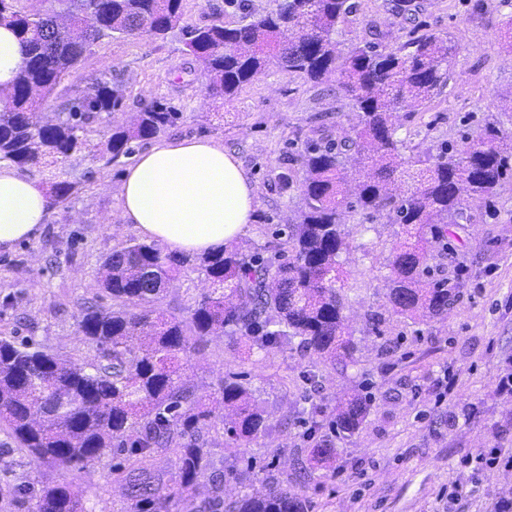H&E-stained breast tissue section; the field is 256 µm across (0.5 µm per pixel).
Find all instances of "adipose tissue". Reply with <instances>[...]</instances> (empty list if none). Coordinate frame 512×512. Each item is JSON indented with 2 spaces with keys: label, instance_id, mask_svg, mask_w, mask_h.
<instances>
[{
  "label": "adipose tissue",
  "instance_id": "1",
  "mask_svg": "<svg viewBox=\"0 0 512 512\" xmlns=\"http://www.w3.org/2000/svg\"><path fill=\"white\" fill-rule=\"evenodd\" d=\"M120 218L146 241L186 254L223 249L255 219L257 189L237 156L207 138L161 140L128 166ZM51 210L40 182L0 167V251L32 238Z\"/></svg>",
  "mask_w": 512,
  "mask_h": 512
}]
</instances>
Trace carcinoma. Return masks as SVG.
Wrapping results in <instances>:
<instances>
[{
    "instance_id": "1",
    "label": "carcinoma",
    "mask_w": 512,
    "mask_h": 512,
    "mask_svg": "<svg viewBox=\"0 0 512 512\" xmlns=\"http://www.w3.org/2000/svg\"><path fill=\"white\" fill-rule=\"evenodd\" d=\"M20 0H0V25L11 28L23 65L8 90L0 89V162L40 173L51 208L76 199L92 173L72 175L75 155L88 151L104 166L116 165L141 143L176 126L182 113L157 99H141L130 123L108 130L91 144L89 133L125 101L121 81L94 79L93 93L61 102L50 99L92 47L105 38L181 36L185 54L205 79L213 99L232 101L239 89L275 66L314 83L338 81L359 112L353 134L307 142L284 167L286 192L302 171L303 206L280 232L270 253L237 247L206 256L165 253L154 242L129 243L108 255L101 286L112 306L86 305L78 326L97 352L86 367L42 350L30 340L0 338V425L39 464L82 470L108 453L129 512H310L305 496L283 487L260 486L224 499V465L204 447L206 434L222 423L237 448L267 430L265 411L239 378H224L214 405L195 399L176 364L207 342L228 338L248 352L298 346L343 365L355 361L357 343L345 323L337 287L340 254L349 249L346 216L356 209L385 212L404 236L388 260L386 298L395 313L413 319L442 317L459 300L451 278L435 277L429 246L446 227L464 218L469 200L488 201L512 181V135L487 123L477 140L444 148L414 162L396 137L395 112L415 111L447 85L448 64L459 47L451 38L424 32L385 51L368 43L341 55L336 26L358 11L353 0H280L257 12L236 0L235 25L217 19L203 26L185 20L184 0H54L57 8L29 13ZM361 160L350 181V154ZM411 180L403 189L401 175ZM200 269L209 288L188 317L157 306L183 271ZM370 397L357 394L336 407L329 429L353 434ZM172 453L176 474L167 478L153 461ZM210 490L197 493L200 478ZM38 512H85L67 485L19 487Z\"/></svg>"
}]
</instances>
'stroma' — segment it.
Here are the masks:
<instances>
[{"label":"stroma","instance_id":"1","mask_svg":"<svg viewBox=\"0 0 512 512\" xmlns=\"http://www.w3.org/2000/svg\"><path fill=\"white\" fill-rule=\"evenodd\" d=\"M361 7L339 25L342 50L365 43L390 49L426 31L450 36L460 51L451 77L431 103L397 114L405 154L422 156L440 146L476 139L486 122L512 132V114L498 106L512 90V53L498 42L502 21L512 18V0H419L412 19L396 16L391 0H359ZM179 38L164 41L105 39L84 66L60 87L62 99L92 93L93 78L122 80L123 109L111 124L125 122L140 98H156L182 114L172 138L207 137L242 161L258 190L255 219L239 247L266 252L276 246L277 225L302 205L300 187L283 192L278 175L306 142L329 132L351 134L359 116L336 82L313 83L270 68L230 102L208 97L203 78L189 70ZM129 159L102 166L80 155L76 172L93 171L86 192L69 208H55L38 235L0 251V337L28 338L50 352L80 363L96 351L78 327L82 306L110 300L99 285L100 266L137 233L122 223L116 185ZM470 221L434 243L429 263L447 275L446 253L455 248L468 266L461 297L441 318L415 321L387 302V259L400 225L386 214L347 216L349 252L340 257L344 314L358 345L354 364L325 362L297 350L235 355L222 338L210 339L186 358L182 380L198 396L215 397L226 375H244L253 399L265 409L268 434L244 448H231L223 430L210 431L207 446L223 459L226 497L253 479L304 488L314 512H499L512 503V467L489 468L491 452L512 450V394L499 388L512 372V182L490 202L468 204ZM202 272L180 274L163 295V310L186 315L205 291ZM369 390L372 400L359 427L331 438L335 468H313L314 440L329 438L327 423L347 392ZM319 422L315 439L305 431ZM466 485L457 500L454 481ZM72 484L86 512H126L112 482V458L81 471L32 461L0 430V512H27L11 493L16 485Z\"/></svg>","mask_w":512,"mask_h":512}]
</instances>
